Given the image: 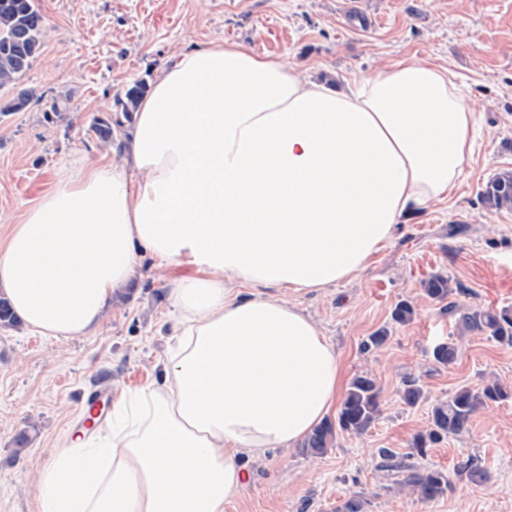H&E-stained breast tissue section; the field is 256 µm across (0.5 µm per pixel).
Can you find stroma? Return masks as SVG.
I'll list each match as a JSON object with an SVG mask.
<instances>
[{
    "instance_id": "obj_1",
    "label": "stroma",
    "mask_w": 512,
    "mask_h": 512,
    "mask_svg": "<svg viewBox=\"0 0 512 512\" xmlns=\"http://www.w3.org/2000/svg\"><path fill=\"white\" fill-rule=\"evenodd\" d=\"M48 32L23 86L34 98L0 118V244L13 224L80 159L120 163L129 122L111 145L91 131L113 115L116 96L152 84L183 52L236 42L280 57L312 79L343 90L413 57L447 65L480 113V132L448 198L415 214L352 278L291 299L320 325L340 359L344 383L367 374L381 390V414L360 436L337 432L319 457L302 448L270 453L225 512H336L363 495L367 512H512V401L480 410L466 433L431 448L425 465L450 474L444 497L424 502L390 491L380 449L403 455L432 403L496 377L512 385V347L479 333L460 336L447 305L422 283L434 274L461 286L460 305H512V211L480 199L486 182L512 169V0H37ZM69 97L56 114L54 99ZM177 270L145 257L98 330L58 340L25 326L0 328V512H36V477L85 418L82 393L113 397L150 384L169 352L167 293ZM402 301L413 320L394 321ZM387 340L366 342L378 330ZM456 342L457 360L436 363L434 347ZM425 393L403 403L405 379ZM474 460L489 481L457 466Z\"/></svg>"
}]
</instances>
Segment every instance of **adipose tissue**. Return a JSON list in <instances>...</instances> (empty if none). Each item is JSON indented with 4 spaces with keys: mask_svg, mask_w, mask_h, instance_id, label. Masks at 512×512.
<instances>
[{
    "mask_svg": "<svg viewBox=\"0 0 512 512\" xmlns=\"http://www.w3.org/2000/svg\"><path fill=\"white\" fill-rule=\"evenodd\" d=\"M479 122L435 62L346 92L236 43L163 68L123 164L81 162L0 248V293L57 339L94 332L143 256L194 269L169 292L160 379L52 454L38 512H225L248 464L298 445L340 397L334 346L283 292L350 278L446 198Z\"/></svg>",
    "mask_w": 512,
    "mask_h": 512,
    "instance_id": "1",
    "label": "adipose tissue"
}]
</instances>
